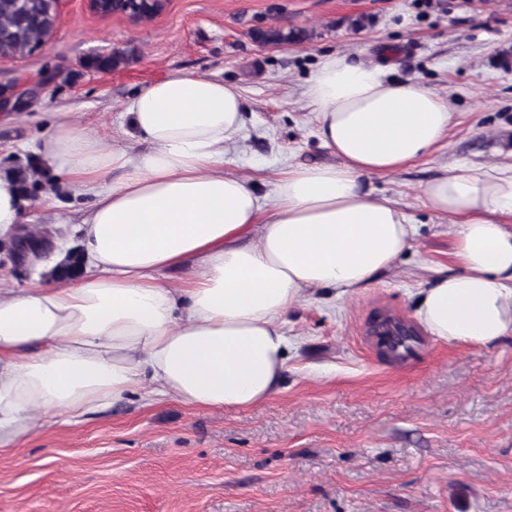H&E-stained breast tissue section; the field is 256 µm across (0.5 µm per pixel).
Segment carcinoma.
Listing matches in <instances>:
<instances>
[{
	"mask_svg": "<svg viewBox=\"0 0 512 512\" xmlns=\"http://www.w3.org/2000/svg\"><path fill=\"white\" fill-rule=\"evenodd\" d=\"M56 23L51 0H0V55L22 54L30 45L47 40ZM306 39L303 30L285 32L271 28L262 34V40L271 44L300 43ZM125 61V56L115 52L97 56L92 67L110 70Z\"/></svg>",
	"mask_w": 512,
	"mask_h": 512,
	"instance_id": "1",
	"label": "carcinoma"
}]
</instances>
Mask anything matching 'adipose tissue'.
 Returning <instances> with one entry per match:
<instances>
[{
    "label": "adipose tissue",
    "mask_w": 512,
    "mask_h": 512,
    "mask_svg": "<svg viewBox=\"0 0 512 512\" xmlns=\"http://www.w3.org/2000/svg\"><path fill=\"white\" fill-rule=\"evenodd\" d=\"M306 93L338 161L289 168L268 201L224 171L244 107L222 79L176 70L125 100L120 123L139 151L55 115L39 153L92 199L78 226L87 267L0 288V448L136 392L206 409L257 404L283 382L282 325L306 291L364 287L409 246L406 214L360 179L436 149L452 126L447 100L336 53ZM422 195L454 221L457 268L418 292L414 317L436 340L497 345L512 336V163L458 164ZM183 264L191 276L167 283Z\"/></svg>",
    "instance_id": "1"
}]
</instances>
